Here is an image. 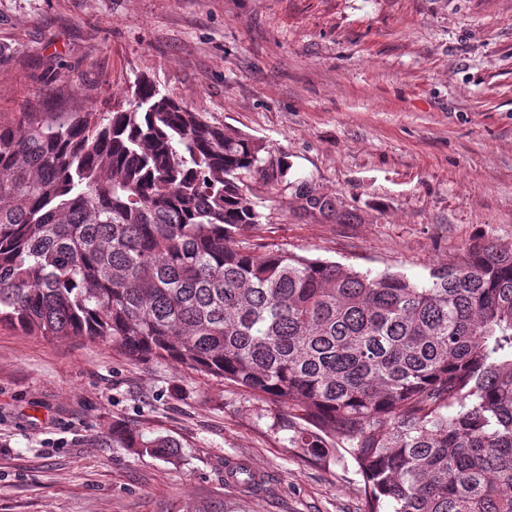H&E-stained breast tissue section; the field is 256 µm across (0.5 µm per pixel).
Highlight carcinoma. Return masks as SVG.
<instances>
[{
	"label": "carcinoma",
	"mask_w": 512,
	"mask_h": 512,
	"mask_svg": "<svg viewBox=\"0 0 512 512\" xmlns=\"http://www.w3.org/2000/svg\"><path fill=\"white\" fill-rule=\"evenodd\" d=\"M265 145L153 84L110 112L0 119V326L111 343L288 407L296 448L350 458L365 512H512V251L362 272L270 250L244 178ZM304 214L339 198L285 182ZM112 447L176 444L112 432Z\"/></svg>",
	"instance_id": "carcinoma-1"
}]
</instances>
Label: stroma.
<instances>
[{
	"label": "stroma",
	"instance_id": "1",
	"mask_svg": "<svg viewBox=\"0 0 512 512\" xmlns=\"http://www.w3.org/2000/svg\"><path fill=\"white\" fill-rule=\"evenodd\" d=\"M141 78L358 216L301 215L257 173L252 251L422 284L472 243L512 251V0H0V117L107 112ZM116 427L174 454L113 447ZM291 436L233 383L0 327V512H364L355 465Z\"/></svg>",
	"mask_w": 512,
	"mask_h": 512
}]
</instances>
